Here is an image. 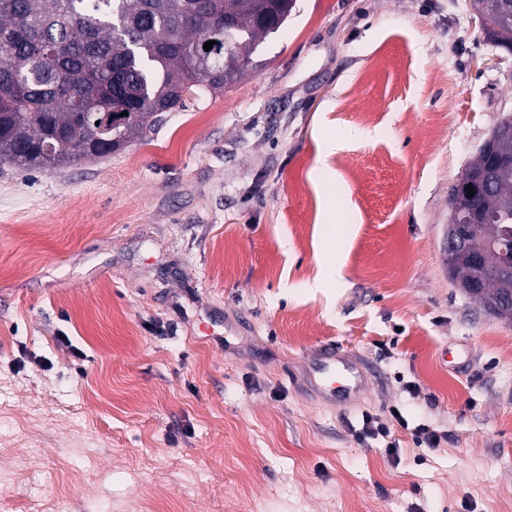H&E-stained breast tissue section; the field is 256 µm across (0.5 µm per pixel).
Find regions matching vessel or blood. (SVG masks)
Masks as SVG:
<instances>
[{
    "label": "vessel or blood",
    "mask_w": 512,
    "mask_h": 512,
    "mask_svg": "<svg viewBox=\"0 0 512 512\" xmlns=\"http://www.w3.org/2000/svg\"><path fill=\"white\" fill-rule=\"evenodd\" d=\"M307 380L312 388L328 390L341 401L357 397L368 384L364 371L331 346L318 349L309 358Z\"/></svg>",
    "instance_id": "obj_1"
}]
</instances>
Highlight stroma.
Wrapping results in <instances>:
<instances>
[{"label": "stroma", "mask_w": 512, "mask_h": 512, "mask_svg": "<svg viewBox=\"0 0 512 512\" xmlns=\"http://www.w3.org/2000/svg\"><path fill=\"white\" fill-rule=\"evenodd\" d=\"M256 58L110 156L0 163V512H512V323L446 262L512 52L469 0H297ZM307 380L316 390L326 389L340 401H349L364 391L368 378L364 371L351 360L325 346L318 349L308 360Z\"/></svg>", "instance_id": "obj_1"}]
</instances>
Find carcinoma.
Wrapping results in <instances>:
<instances>
[{
    "label": "carcinoma",
    "instance_id": "cac0c4a2",
    "mask_svg": "<svg viewBox=\"0 0 512 512\" xmlns=\"http://www.w3.org/2000/svg\"><path fill=\"white\" fill-rule=\"evenodd\" d=\"M296 0H0V162L44 170L108 156L146 137L199 87L221 90L257 66ZM484 31L512 51V0H484ZM230 22L231 37L224 34ZM214 42L211 50L204 44ZM99 134L93 147L88 137ZM506 162L479 178L488 150ZM474 193H469V188ZM448 224L467 226L469 249L448 277L494 317L512 322V113L501 117L453 186ZM490 217L470 224L472 213Z\"/></svg>",
    "mask_w": 512,
    "mask_h": 512
}]
</instances>
